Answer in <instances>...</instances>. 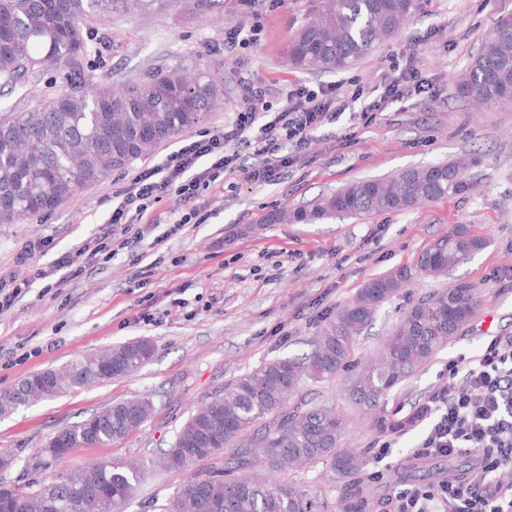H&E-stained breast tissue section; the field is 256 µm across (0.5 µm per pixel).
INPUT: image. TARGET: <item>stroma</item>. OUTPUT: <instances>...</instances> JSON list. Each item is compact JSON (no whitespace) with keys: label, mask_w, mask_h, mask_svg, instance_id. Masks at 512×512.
Instances as JSON below:
<instances>
[{"label":"stroma","mask_w":512,"mask_h":512,"mask_svg":"<svg viewBox=\"0 0 512 512\" xmlns=\"http://www.w3.org/2000/svg\"><path fill=\"white\" fill-rule=\"evenodd\" d=\"M320 0H182L150 16L130 13L85 22L87 53L82 69L95 83L120 87L149 70L179 62L199 66L218 85L221 100L195 125V132L231 123L252 86L264 87L280 109L287 87L343 85L372 99L375 89L416 69L430 84L382 112H345L314 133L301 149L286 146L289 163L276 184L261 182L264 157L240 152L236 171L203 191L209 218L188 225L161 246V228L97 262L61 288L36 280L11 314L0 316V391L85 354L138 338L154 354L139 370L51 400L19 407L0 417V451L14 466L0 472L8 484H47L81 473L97 462H147L169 448L200 404L236 378L275 357L310 353L325 319L349 304L371 279L412 265L418 254L466 225L486 247L447 276L418 275L379 309L357 345L370 358L396 322L419 299L457 284H469L478 300L470 322L431 362L392 390L387 414H405L425 404L448 383V365L474 359L490 337L512 333V107L478 106L464 97L457 78L481 49L496 21L512 13V0H418L404 30L348 69L303 71L288 63V45ZM254 28L256 43L227 51L230 28ZM63 72L46 68L16 89L0 90V113L26 112L40 96L63 89ZM177 147L161 143L148 157L86 188L56 209L19 224H0V274L12 269L23 243L50 240L47 265L97 235L111 214L113 188L131 181L141 167L160 163ZM477 157L470 176L479 191L432 201L406 211L340 218L321 224H269L265 217L296 207L318 194L369 178L389 177L426 163L461 155ZM154 265L149 282L136 286L140 267ZM305 400L329 402L343 417L342 443L370 457L353 492L362 512H390L395 493L434 486L448 472H470L462 455L416 459L413 450L427 422L409 431L381 433L369 411L350 401L342 381H305ZM149 397L154 416L136 433L109 448H80L63 459L45 449L64 427L82 422L112 403ZM185 476L147 470L125 512H165Z\"/></svg>","instance_id":"1"}]
</instances>
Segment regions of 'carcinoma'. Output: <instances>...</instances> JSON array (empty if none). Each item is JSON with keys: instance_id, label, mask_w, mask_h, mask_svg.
<instances>
[{"instance_id": "1", "label": "carcinoma", "mask_w": 512, "mask_h": 512, "mask_svg": "<svg viewBox=\"0 0 512 512\" xmlns=\"http://www.w3.org/2000/svg\"><path fill=\"white\" fill-rule=\"evenodd\" d=\"M177 2L0 0V85L47 66L70 73L66 86L43 97L34 109L0 116L1 224L21 223L55 209L113 171L149 155L209 112L218 95L214 79L200 69L192 75L181 63L156 69L119 89L81 76L84 21L114 13H153ZM415 8V0H324L323 8L289 44V61L300 70L345 68L396 36ZM459 86L477 103L512 104L511 15L496 22L460 75ZM470 166V159L459 158L408 168L389 179L357 181L304 207L275 211L268 223L309 224L336 214L402 211L459 196L473 188ZM484 246V240L466 226H452L419 254L413 266L368 282L325 322L310 355L270 360L197 407L172 445L152 460L159 469L192 472L169 512H329V503L297 483L270 482L251 474L259 464L284 473L325 460L350 485L365 468L366 461L353 449L339 447L342 419L335 407L290 404L301 381L346 376L354 403L377 406L470 321L476 309L474 290L459 283L416 302L366 363L355 357L358 337L379 307L413 275L440 277ZM137 344L129 341L85 355L1 391L0 415L138 370L151 359L153 345L143 355ZM153 414L154 404L146 397L116 402L61 430L46 451L64 458L79 448H108L138 431ZM425 414L424 405L399 418L383 414L375 426L383 433L402 432ZM221 455V472L201 468V463ZM144 473L145 466L136 462H101L84 474L61 476L47 486H18L14 497L0 499V512H124Z\"/></svg>"}]
</instances>
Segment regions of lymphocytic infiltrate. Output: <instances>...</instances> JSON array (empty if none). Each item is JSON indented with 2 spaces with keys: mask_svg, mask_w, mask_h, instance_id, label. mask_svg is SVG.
<instances>
[{
  "mask_svg": "<svg viewBox=\"0 0 512 512\" xmlns=\"http://www.w3.org/2000/svg\"><path fill=\"white\" fill-rule=\"evenodd\" d=\"M429 83L411 71L400 84L384 88L378 100L360 103L359 92L318 91L300 86L289 90L279 112H271L262 90L253 88L227 127L181 140L159 166L141 168L129 184L112 192V215L103 235L87 239L76 253L61 256L49 267L35 266L38 243H25L9 278H0V315L11 311L33 280L56 277L58 284L81 275L93 262L111 258L143 236V225L160 223L155 213L168 193H175L180 224L205 221L199 198L203 190L233 173L237 146L262 156L288 142L304 147L312 134L335 121L339 113L360 103L362 111H383L408 93L427 92ZM449 383L428 401L429 426L415 454L420 458L473 454L481 460L480 483L456 476L435 487L400 490L393 512H512V483L500 480L512 469V336H495L478 359L448 367Z\"/></svg>",
  "mask_w": 512,
  "mask_h": 512,
  "instance_id": "f902f5d3",
  "label": "lymphocytic infiltrate"
}]
</instances>
